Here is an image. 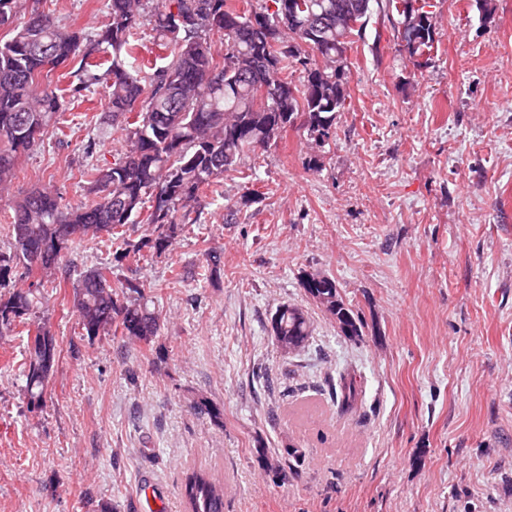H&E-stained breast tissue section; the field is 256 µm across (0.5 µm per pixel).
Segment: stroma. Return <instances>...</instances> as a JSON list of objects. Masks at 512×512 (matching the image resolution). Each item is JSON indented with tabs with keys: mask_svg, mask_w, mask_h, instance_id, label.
I'll list each match as a JSON object with an SVG mask.
<instances>
[{
	"mask_svg": "<svg viewBox=\"0 0 512 512\" xmlns=\"http://www.w3.org/2000/svg\"><path fill=\"white\" fill-rule=\"evenodd\" d=\"M430 3L435 43L416 65L397 15L374 9L324 146L288 130L149 263L97 240L68 254L111 268L113 286L150 285L160 330L82 340L70 288L49 292L60 356L35 411L26 336L0 339V512H185L194 468L223 482L224 512H512V0L488 15ZM40 6L89 31L104 20V0ZM104 94L20 158L11 195L84 199L82 167L121 146ZM317 273L361 316V340L307 296ZM284 303L312 323L290 355L271 336ZM343 374L352 411L329 395Z\"/></svg>",
	"mask_w": 512,
	"mask_h": 512,
	"instance_id": "obj_1",
	"label": "stroma"
}]
</instances>
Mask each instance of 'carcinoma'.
<instances>
[{
    "mask_svg": "<svg viewBox=\"0 0 512 512\" xmlns=\"http://www.w3.org/2000/svg\"><path fill=\"white\" fill-rule=\"evenodd\" d=\"M373 2L263 0L257 11L248 0H106L105 22L88 33L21 0H0V27H10L0 40V195L64 103L83 102L92 87L106 86L104 119L124 132L111 166L86 168L85 200L72 205L58 190L38 187L11 201L0 227L9 238L8 250H0V337L32 320L63 269L80 339L120 334L151 341L160 316L144 285L128 281L119 291L107 267L73 273L65 268L67 254L86 240L117 241L128 224H147L152 237L123 254L145 263L165 252L183 226L197 223L199 194L238 171L244 158L276 145L288 128L319 144L329 140L349 97L348 51L365 35ZM428 6L429 0L385 4L399 17L398 34L416 67L434 42ZM145 24L166 50L148 61L139 53ZM108 53L106 67L101 56ZM293 63L306 73L299 86L286 76ZM303 288L342 335L363 336V321L335 279L311 274ZM273 336L303 348L311 337L304 310L288 305ZM32 344L29 335L24 394L40 408L53 371L40 367ZM338 388L341 407L352 408L354 381L342 375ZM183 497L188 512H224V485L203 470L186 473Z\"/></svg>",
    "mask_w": 512,
    "mask_h": 512,
    "instance_id": "carcinoma-1",
    "label": "carcinoma"
}]
</instances>
